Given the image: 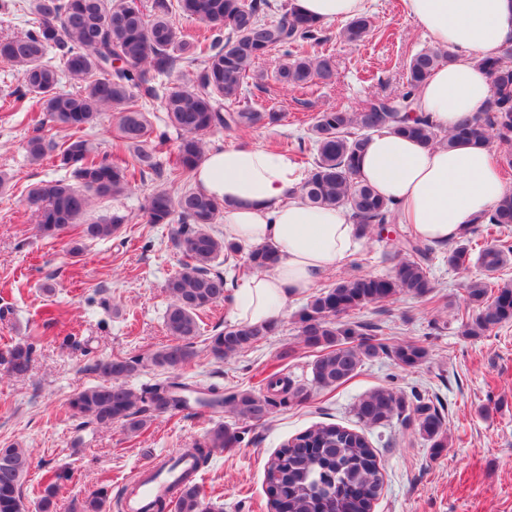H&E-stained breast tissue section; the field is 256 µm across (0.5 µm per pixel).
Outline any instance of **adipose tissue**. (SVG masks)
I'll list each match as a JSON object with an SVG mask.
<instances>
[{
  "instance_id": "1",
  "label": "adipose tissue",
  "mask_w": 512,
  "mask_h": 512,
  "mask_svg": "<svg viewBox=\"0 0 512 512\" xmlns=\"http://www.w3.org/2000/svg\"><path fill=\"white\" fill-rule=\"evenodd\" d=\"M296 10L329 23L354 18L366 0H293ZM423 34L453 48L454 62L435 70L420 102L441 128L479 110L490 98L482 59L495 56L512 33V0H403ZM359 177L401 207L413 234L443 245L463 235L471 218L491 210L506 184L488 147L460 143L427 148L383 131L374 134L358 163ZM197 187L223 205L224 238L272 247L276 263L241 286L234 317L250 325L279 317L289 297L315 288L359 246V233L336 208L312 207L294 197L304 178L288 154L263 146L210 150L195 172Z\"/></svg>"
}]
</instances>
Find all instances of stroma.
Returning a JSON list of instances; mask_svg holds the SVG:
<instances>
[{"instance_id": "stroma-1", "label": "stroma", "mask_w": 512, "mask_h": 512, "mask_svg": "<svg viewBox=\"0 0 512 512\" xmlns=\"http://www.w3.org/2000/svg\"><path fill=\"white\" fill-rule=\"evenodd\" d=\"M369 13L375 30L365 42L319 45V52L336 62L331 84L292 91L273 77L277 57L257 64L264 78L249 84L240 105L279 112L281 121L209 134L208 148L248 144L293 155L319 112L356 107L370 94L396 91L403 64L428 41L402 11L401 0H372ZM17 84L16 76L0 71V170L12 178L9 191L0 194V308L6 312L0 318V356L28 341L34 362L23 380L0 366V443H19L31 454L23 486L27 506H35L54 472L65 470L70 477L60 485L58 512H76L78 503L100 487L119 491L156 458L192 447L217 415L196 407L160 416L131 437L121 427L84 424L67 413L71 395L98 383L90 370L95 360L144 356L173 344L164 325L171 302L166 285L180 270L182 256L171 242V226L146 223L139 210L143 198L162 186L151 173L129 194L91 207L93 218L115 211L128 215L117 237L85 242L82 253L74 255L68 236H38L26 191L32 184L68 177L70 171L54 156L38 165L27 160L23 145L38 115L8 110L6 99ZM407 231L400 224L364 237L350 260L328 272L321 286L355 274L390 275L395 239ZM447 251V246L436 247L431 277L437 293L458 305L467 284L482 272L476 266L449 269L443 261ZM308 300L305 294L289 298L275 336L220 362L209 354L205 339L216 328L234 324L235 302L224 301L203 314V330L183 377L228 390L259 389L264 377L278 371L310 392L306 403L275 409L266 421L249 427L240 447L215 453L197 477L205 502L224 512H268L265 469L276 449L311 426L332 422L363 434L372 446L383 477L373 512H512V324L472 339L463 336L451 308L438 310L400 294L368 306L357 319L387 342L425 346L426 362L404 369L383 357L366 362L338 387L320 388L311 373L316 351L300 343L295 323ZM287 347L291 356L280 359ZM387 387L423 397L438 409L448 435L440 455H432L405 420L366 425L356 419L358 401Z\"/></svg>"}]
</instances>
